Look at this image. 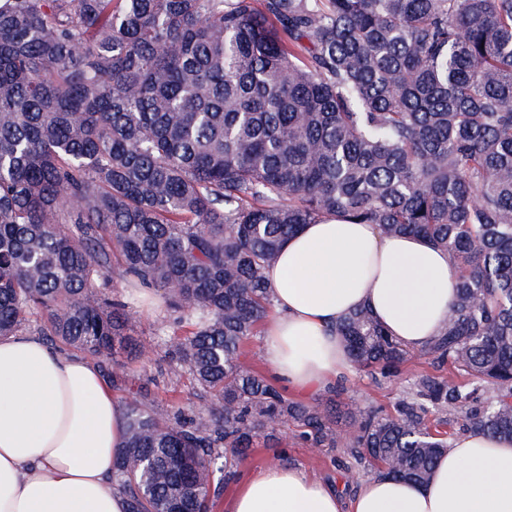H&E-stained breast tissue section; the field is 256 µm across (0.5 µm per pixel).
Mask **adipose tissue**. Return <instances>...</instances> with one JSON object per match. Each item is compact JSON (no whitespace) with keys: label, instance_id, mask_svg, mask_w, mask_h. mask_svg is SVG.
Wrapping results in <instances>:
<instances>
[{"label":"adipose tissue","instance_id":"1","mask_svg":"<svg viewBox=\"0 0 512 512\" xmlns=\"http://www.w3.org/2000/svg\"><path fill=\"white\" fill-rule=\"evenodd\" d=\"M267 278L274 314L263 355L299 390L351 373L334 325L352 310L370 309L391 336L419 350L441 330L453 292L443 249L333 218L289 237ZM123 415L91 360L32 334L0 336V512H127L111 481ZM226 512H512V438L464 433L429 482L378 476L349 498L300 468L271 466L238 489Z\"/></svg>","mask_w":512,"mask_h":512}]
</instances>
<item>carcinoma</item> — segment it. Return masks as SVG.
Returning <instances> with one entry per match:
<instances>
[{
    "label": "carcinoma",
    "mask_w": 512,
    "mask_h": 512,
    "mask_svg": "<svg viewBox=\"0 0 512 512\" xmlns=\"http://www.w3.org/2000/svg\"><path fill=\"white\" fill-rule=\"evenodd\" d=\"M332 217L448 252L454 292L393 411L352 427L242 358L266 271ZM168 295L172 360L204 398L125 405L128 512H212L255 440L426 482L445 426L512 438V0H0V336L40 332L132 391L109 269ZM390 379L412 350L365 308L336 324Z\"/></svg>",
    "instance_id": "obj_1"
}]
</instances>
